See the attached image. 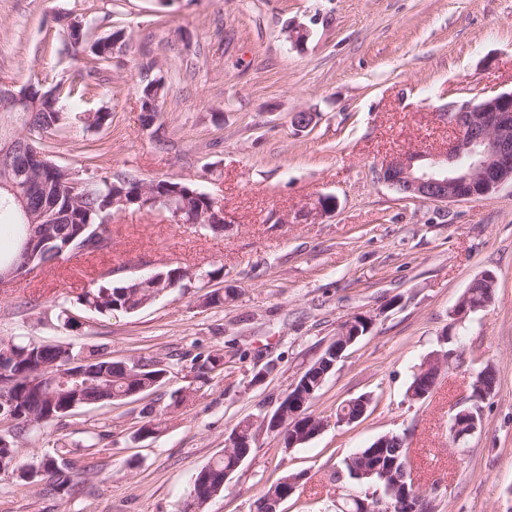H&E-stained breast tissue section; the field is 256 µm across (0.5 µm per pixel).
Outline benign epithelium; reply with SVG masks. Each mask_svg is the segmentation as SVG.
Listing matches in <instances>:
<instances>
[{
	"label": "benign epithelium",
	"mask_w": 512,
	"mask_h": 512,
	"mask_svg": "<svg viewBox=\"0 0 512 512\" xmlns=\"http://www.w3.org/2000/svg\"><path fill=\"white\" fill-rule=\"evenodd\" d=\"M30 89L15 91L5 83L0 84V112H15L30 104ZM442 115L455 132L453 143L446 150H421L403 155L381 167L378 178L398 193L409 198H422L436 202H454L476 196L487 195L502 184L512 181V93L486 97L474 104L449 105ZM35 166L41 170L54 169L53 161L43 154L23 153L14 156L9 147L0 149V192L14 196L20 205L25 198L17 194V186L11 173L18 167ZM138 203L141 209H165L177 222L188 209L187 199L175 193H162L153 186H143ZM226 223L224 209L216 200H211L208 211L200 215L198 223ZM47 243L45 227L29 225L25 246L33 254ZM371 329L373 319L357 315L345 322L336 333L335 341L340 343L336 357L361 335V325ZM94 372V379L101 388L110 384L111 375L107 368H90L85 361L70 360L59 369H50L42 364L30 363L28 372L29 388L39 392L61 388L68 394V400L58 406V411H68L85 403L82 398L80 380ZM471 409L459 412V423L455 429L459 438L473 435L477 421L471 418Z\"/></svg>",
	"instance_id": "obj_1"
}]
</instances>
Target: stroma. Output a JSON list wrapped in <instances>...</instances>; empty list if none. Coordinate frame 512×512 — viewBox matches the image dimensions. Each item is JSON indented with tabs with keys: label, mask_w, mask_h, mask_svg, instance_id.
Returning a JSON list of instances; mask_svg holds the SVG:
<instances>
[{
	"label": "stroma",
	"mask_w": 512,
	"mask_h": 512,
	"mask_svg": "<svg viewBox=\"0 0 512 512\" xmlns=\"http://www.w3.org/2000/svg\"><path fill=\"white\" fill-rule=\"evenodd\" d=\"M83 19L71 44L61 19ZM291 26L307 38L289 39ZM125 29L92 96L64 132L42 143L83 177L135 176L192 184L223 205L221 230L170 213L125 208L104 228L112 247L78 253L0 288V340L107 346L113 360L151 357L166 369L150 401L77 410L37 432L26 463L73 443L64 489L0 471V512H182L192 476L224 451L243 420L272 414L321 357L339 326L373 317L311 406L332 417L367 396L366 414L287 448L262 432L204 512H255L261 491L301 474L281 512H339L355 485L333 482L340 461L396 433L412 475L438 486L436 512H512V183L455 203L411 199L377 178L385 161L446 148L439 120L451 103L512 92V0H0V81L67 88L92 42ZM164 78L160 116L144 126L138 88ZM313 113L300 130L295 113ZM108 112L97 127L89 113ZM329 196L323 215L306 211ZM179 267L172 288L134 313L102 315L77 299L104 269L115 279ZM490 272V305L453 310ZM223 303L211 305V291ZM66 303L81 325L59 319ZM470 362L443 369L431 396L412 400L413 375L444 336ZM224 371L197 378L198 354ZM496 375L478 405L480 431L448 441V421L470 406L481 366ZM190 399L158 434L137 437L147 404ZM99 444L86 448L89 436Z\"/></svg>",
	"instance_id": "obj_1"
}]
</instances>
